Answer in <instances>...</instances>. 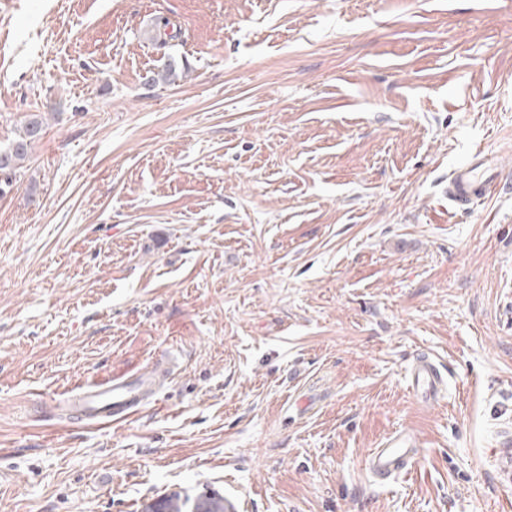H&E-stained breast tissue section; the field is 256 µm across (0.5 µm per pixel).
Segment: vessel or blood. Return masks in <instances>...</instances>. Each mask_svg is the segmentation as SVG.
<instances>
[{
  "label": "vessel or blood",
  "instance_id": "1",
  "mask_svg": "<svg viewBox=\"0 0 512 512\" xmlns=\"http://www.w3.org/2000/svg\"><path fill=\"white\" fill-rule=\"evenodd\" d=\"M501 184L491 154L476 152L469 165L456 170L448 183L450 198L461 208H469L478 199L494 195ZM171 369L167 360H158L149 374L125 372L93 384L71 390L68 406L73 417L98 427H111L132 420L145 403L154 397L162 382L169 380ZM407 386L422 403L432 404L444 386L436 363L425 354L416 357L407 374ZM419 455V437L414 430L398 429L371 449L366 467L379 482L408 476Z\"/></svg>",
  "mask_w": 512,
  "mask_h": 512
}]
</instances>
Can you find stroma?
<instances>
[{
	"mask_svg": "<svg viewBox=\"0 0 512 512\" xmlns=\"http://www.w3.org/2000/svg\"><path fill=\"white\" fill-rule=\"evenodd\" d=\"M34 114L0 193V512H512V0H10L0 149ZM479 149L502 187L462 211ZM167 356L122 427L51 406ZM400 428L416 470L377 482ZM42 121L33 118L26 126L24 135L20 137L9 150L0 151L1 181L7 187L12 185L13 177H16L18 169L26 160L32 143L39 139L42 132ZM407 386L422 403L434 404L444 386V379L436 363L428 355L421 354L408 370ZM419 437L412 429H398L384 438L379 448H372L366 467L382 483L399 476H410L419 455Z\"/></svg>",
	"mask_w": 512,
	"mask_h": 512,
	"instance_id": "35a3bbf8",
	"label": "stroma"
}]
</instances>
